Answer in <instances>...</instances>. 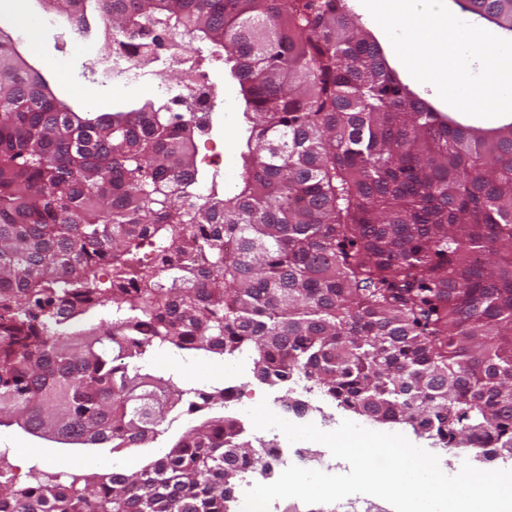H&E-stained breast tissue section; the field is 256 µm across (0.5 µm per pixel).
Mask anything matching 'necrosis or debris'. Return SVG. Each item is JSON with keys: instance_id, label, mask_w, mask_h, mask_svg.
Here are the masks:
<instances>
[{"instance_id": "4bbe7bcc", "label": "necrosis or debris", "mask_w": 512, "mask_h": 512, "mask_svg": "<svg viewBox=\"0 0 512 512\" xmlns=\"http://www.w3.org/2000/svg\"><path fill=\"white\" fill-rule=\"evenodd\" d=\"M65 24L71 31L80 33L86 42L100 39L107 42L105 54H91L86 58V67L94 81L111 84L118 92L133 84L140 85L161 103L175 122L194 119L200 126L201 135H208L217 85L195 53L188 51L186 37L176 35L163 39L153 54L144 59L136 55L128 42L113 37L106 22L89 21L83 0H78ZM170 70L179 73L178 85L166 82L165 74ZM252 437L260 448V458L247 467L242 483L237 487L234 504L238 507L244 502L246 490L259 478L263 464L273 463L283 469L295 464L327 473L335 472L341 466L340 460L322 452L317 443L300 441L296 446H289L285 435L276 429L256 430Z\"/></svg>"}]
</instances>
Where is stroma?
<instances>
[{
	"label": "stroma",
	"instance_id": "obj_1",
	"mask_svg": "<svg viewBox=\"0 0 512 512\" xmlns=\"http://www.w3.org/2000/svg\"><path fill=\"white\" fill-rule=\"evenodd\" d=\"M8 13H0V31L14 39L21 55L38 69L50 82L54 94L79 112H117L142 105L146 102V95L139 92H130L123 96H113L111 86L99 85V98L94 103H87L84 91L89 81L82 75L80 59L82 57L77 35L59 27H45L40 23V16L47 10L45 0H8ZM25 15L28 19L30 32L20 35L11 19L12 13ZM204 68L217 72L218 80L223 83L225 92L230 93L233 109L229 112H216L214 128L216 130V143L218 148L229 151V163L221 168H208L204 171L205 179L216 180L223 185L225 193L232 194L238 189L240 173L242 171L241 152L243 141L244 118L242 115L244 104L238 86L229 72L224 71L223 64L211 54H204L202 58ZM67 73V81H60L59 73ZM194 362L197 367L209 365H222L221 356L205 352H181L169 350L161 355H151L147 368L151 373L159 375H173L182 387L192 388L197 384L196 378L189 373L178 370L179 359ZM308 413L317 418L330 421L352 420L356 424L378 431L401 433L408 440L421 448H429L440 452L442 458L449 462V474H457L463 462L474 461L475 455L464 452L460 448L441 450L434 440L413 433L412 429L396 424H380L354 413L337 407L331 400H319L310 406ZM201 414H186L173 425L167 436L159 438L147 448H126L115 452L108 448H96L90 445H64L46 439L29 435L14 427L0 428V455L19 468V483L31 482L35 476L45 472H57L80 468L88 472L107 473L112 469L120 468L125 472H134L143 466L151 452L161 451L169 445L171 437L181 435L183 432L198 424Z\"/></svg>",
	"mask_w": 512,
	"mask_h": 512
}]
</instances>
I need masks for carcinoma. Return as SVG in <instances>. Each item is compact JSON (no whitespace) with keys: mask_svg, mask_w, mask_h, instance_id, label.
Wrapping results in <instances>:
<instances>
[{"mask_svg":"<svg viewBox=\"0 0 512 512\" xmlns=\"http://www.w3.org/2000/svg\"><path fill=\"white\" fill-rule=\"evenodd\" d=\"M455 5L512 38V0ZM88 8L221 54L245 102L242 184L184 205L192 122L150 102L77 112L0 39V427L120 451L179 404L210 414L132 474L20 487L1 462L0 504L231 512L224 486L257 453L214 411L224 390L144 369L155 349L246 356L264 383L301 376L444 448H512V123L437 112L346 0Z\"/></svg>","mask_w":512,"mask_h":512,"instance_id":"carcinoma-1","label":"carcinoma"}]
</instances>
